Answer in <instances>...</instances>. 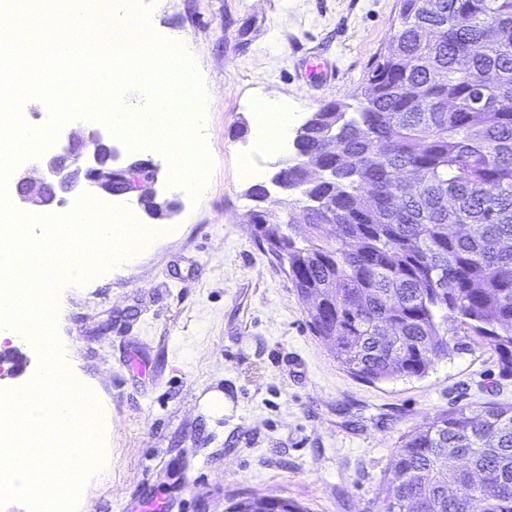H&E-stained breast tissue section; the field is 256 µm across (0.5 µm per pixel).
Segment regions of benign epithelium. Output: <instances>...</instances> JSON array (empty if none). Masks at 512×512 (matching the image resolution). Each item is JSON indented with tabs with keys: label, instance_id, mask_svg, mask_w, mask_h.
<instances>
[{
	"label": "benign epithelium",
	"instance_id": "benign-epithelium-1",
	"mask_svg": "<svg viewBox=\"0 0 512 512\" xmlns=\"http://www.w3.org/2000/svg\"><path fill=\"white\" fill-rule=\"evenodd\" d=\"M112 129L99 124L82 138L70 141L65 153H46L38 160L43 176L35 178L29 172H17L12 188L18 203L30 210L50 208L60 191L71 188L75 177L82 174L89 185L113 196L128 195L155 180V169L147 161L114 167L116 150L112 146Z\"/></svg>",
	"mask_w": 512,
	"mask_h": 512
}]
</instances>
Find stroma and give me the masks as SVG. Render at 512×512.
I'll use <instances>...</instances> for the list:
<instances>
[{
    "label": "stroma",
    "instance_id": "obj_1",
    "mask_svg": "<svg viewBox=\"0 0 512 512\" xmlns=\"http://www.w3.org/2000/svg\"><path fill=\"white\" fill-rule=\"evenodd\" d=\"M146 5L156 34L195 53L210 173L191 197L169 184L154 142L120 140V162L156 166L148 189L173 204L170 215H150L137 194H94L81 183L63 196L70 206L95 195L163 230L137 265L58 293L65 366L112 414V469L85 487L79 512H141L151 497L168 512H225L253 495L304 512H382L402 439L444 410L512 404V377L465 336L423 378L354 379L309 329L310 302L249 223L247 190L273 174V155L252 136L255 101L287 102L301 123L360 93L388 51L400 0H132ZM307 56L327 76L309 81ZM245 159L259 177L242 174ZM213 390L224 394L218 417L200 406Z\"/></svg>",
    "mask_w": 512,
    "mask_h": 512
}]
</instances>
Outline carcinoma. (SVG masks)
<instances>
[{
	"label": "carcinoma",
	"mask_w": 512,
	"mask_h": 512,
	"mask_svg": "<svg viewBox=\"0 0 512 512\" xmlns=\"http://www.w3.org/2000/svg\"><path fill=\"white\" fill-rule=\"evenodd\" d=\"M278 166L283 212L249 220L280 236L340 366L421 378L459 349L453 319L512 376V0H401L356 103L324 105ZM391 469L383 512H512V405L437 413ZM228 512L303 509L257 496Z\"/></svg>",
	"instance_id": "carcinoma-1"
}]
</instances>
